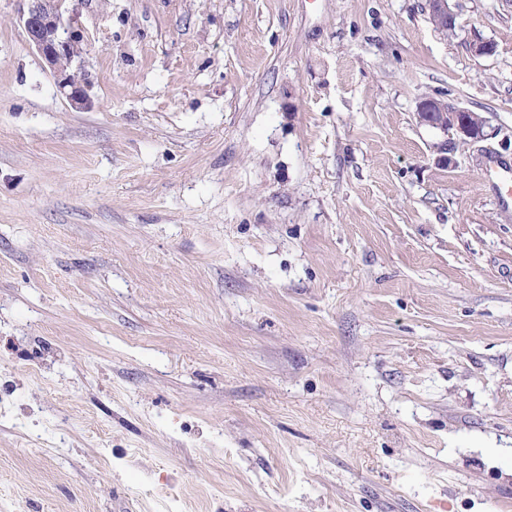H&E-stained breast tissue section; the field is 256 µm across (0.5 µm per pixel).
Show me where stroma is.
<instances>
[{
    "label": "stroma",
    "instance_id": "1",
    "mask_svg": "<svg viewBox=\"0 0 512 512\" xmlns=\"http://www.w3.org/2000/svg\"><path fill=\"white\" fill-rule=\"evenodd\" d=\"M75 4L89 110L0 0V512H512V0ZM451 1L429 0L433 21L439 29L448 30V27L456 28V14L450 6L449 2ZM454 30H448V32H453ZM417 114L420 121L446 132L452 130L460 142L473 144L487 137L486 120L466 108L448 106L436 98L419 102ZM484 173L488 180L497 186L503 196L512 198V169L502 167L497 161L489 160Z\"/></svg>",
    "mask_w": 512,
    "mask_h": 512
}]
</instances>
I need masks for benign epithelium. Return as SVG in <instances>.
<instances>
[{"mask_svg":"<svg viewBox=\"0 0 512 512\" xmlns=\"http://www.w3.org/2000/svg\"><path fill=\"white\" fill-rule=\"evenodd\" d=\"M29 7L22 15V26L29 44L50 67L55 85L77 109L88 110L93 105L89 95L90 83L82 68H73L81 59V44L85 28L78 10L68 5L70 0H28ZM451 0H429L430 12L436 26L442 30L456 27V14ZM420 121L433 128L451 130L463 143L473 144L487 137L486 120L466 108L428 98L419 102Z\"/></svg>","mask_w":512,"mask_h":512,"instance_id":"1","label":"benign epithelium"}]
</instances>
